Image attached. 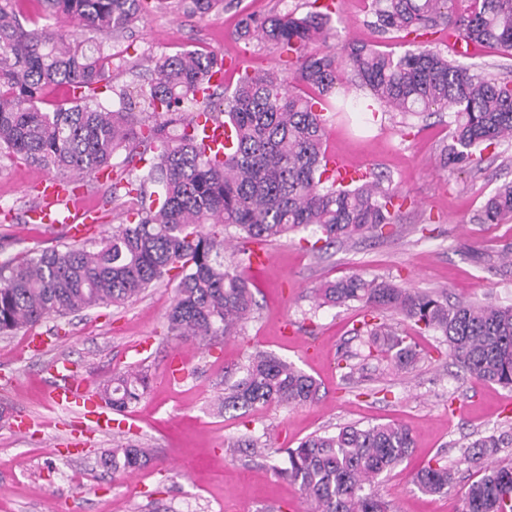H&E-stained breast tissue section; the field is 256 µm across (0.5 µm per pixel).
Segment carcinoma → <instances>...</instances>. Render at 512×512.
<instances>
[{
    "label": "carcinoma",
    "instance_id": "obj_1",
    "mask_svg": "<svg viewBox=\"0 0 512 512\" xmlns=\"http://www.w3.org/2000/svg\"><path fill=\"white\" fill-rule=\"evenodd\" d=\"M371 0L368 25L381 33L420 35L441 28L465 45L512 50V0ZM45 11L78 20L83 37L23 25L20 0H0V155L19 156L58 177L90 174L120 151L153 152L141 173L112 188L135 196L138 209L93 249L72 245L20 262L0 263V333L100 305H123L170 272L179 278L167 313L168 332L179 340L210 342L240 333L256 301L245 260L224 261L228 238L267 244L308 231L313 251L363 237L396 222L407 204L374 173L341 185L326 175L323 150L329 98L336 87L355 90L336 111L431 110L454 114L451 142L437 156L440 168L465 167L485 145L512 141V79L470 73L454 59L417 46L395 55L349 44L327 52L310 46L325 36L330 14L310 11L250 18L236 35L279 45L296 54L299 82L314 96L290 89L275 68L242 74L224 100H199L197 92L223 59L192 51L154 60L155 79L133 97L112 89V108L98 97L115 55L104 41L136 21L148 0H41ZM221 0H176L185 12L204 16ZM73 91L67 106H38L46 88ZM229 126L231 144L208 147L192 108ZM512 219V181L485 200L477 220ZM235 234H230V231ZM321 305L359 302L391 312L445 338L448 356L470 376L512 387V305L450 302L443 292H419L352 274L315 289ZM364 345L406 367L417 352L386 323L366 325ZM143 368L112 377L100 398L124 413L147 392ZM317 380L295 364L256 351L242 376L224 388V412L275 403L301 406L316 400ZM512 446V434L491 433L468 445L465 460L484 461V475L465 493L463 512H512V464L494 460ZM413 448L410 430L398 424L346 425L314 434L287 450L278 469L297 484L314 512H388L368 486L400 466ZM150 450L118 445L103 459L112 475L139 469ZM425 494L448 492L454 475L435 461L417 471Z\"/></svg>",
    "mask_w": 512,
    "mask_h": 512
}]
</instances>
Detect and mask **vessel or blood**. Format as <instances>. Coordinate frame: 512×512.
I'll return each instance as SVG.
<instances>
[{"label":"vessel or blood","mask_w":512,"mask_h":512,"mask_svg":"<svg viewBox=\"0 0 512 512\" xmlns=\"http://www.w3.org/2000/svg\"><path fill=\"white\" fill-rule=\"evenodd\" d=\"M325 163L329 174L345 184L362 178L364 174L360 166L345 163L332 154L326 155ZM74 190V182L70 179L50 177L43 180L37 203L26 212L28 223L62 226L68 237L77 242L97 233L100 226L94 213L85 208ZM52 378L50 395L55 404L67 408L83 407L86 420L102 433L108 434L115 429V420L83 378L64 372L60 367L55 368Z\"/></svg>","instance_id":"1"}]
</instances>
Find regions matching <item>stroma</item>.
Listing matches in <instances>:
<instances>
[{
	"mask_svg": "<svg viewBox=\"0 0 512 512\" xmlns=\"http://www.w3.org/2000/svg\"><path fill=\"white\" fill-rule=\"evenodd\" d=\"M370 0H341L327 45L348 40L403 53L409 38L381 34L368 25ZM308 10L307 0H224L199 17L150 0L125 32L106 40V51L123 61L114 87L136 92L152 77L150 58L182 51L237 59L240 70L224 74L213 99L221 101L240 71L270 67L293 75L295 57L273 45L246 43L236 36L251 17ZM452 115L426 113L399 123L383 116L369 123L364 114L329 116L324 149L361 162L407 195L396 223L383 237L358 238L314 253L292 238L269 243L271 260L251 267L256 301L254 319L240 335L205 346L184 343L167 332L166 312L176 285L164 278L132 302L103 305L34 327L0 335V408L29 415L27 434L0 418V512H310L298 486L275 474L283 449L313 434L338 427L396 422L414 439L410 457L382 474L375 490L391 512H463V496L483 475L478 463L462 462L466 447L482 435L512 431V388L470 377L448 355L444 339L421 332L384 314L407 334L419 353L402 370L389 361L367 359L357 331L372 314L361 303L318 306L314 290L322 282L348 277L382 278L415 291H445L450 301H490L512 305V270L478 266L473 253H490L512 244V223L480 224L475 216L484 200L512 181V143L491 146L461 170H441L435 160L449 142ZM43 169L20 158H0V263L60 249L62 229L29 224L25 212L37 201ZM85 203L99 207L104 234L122 223L137 203L112 194L111 182L87 176L79 181ZM31 336L47 337L43 351L27 350ZM313 353H306V346ZM262 350L294 362L320 384L317 400L299 407L269 405L221 412L225 383L241 375L249 353ZM185 353L180 378L168 363ZM365 358V375L344 379L343 355ZM70 363L99 390L112 375L138 365L151 379L144 397L125 419L139 442L151 448L147 466L113 478L102 457L116 436L84 431L76 411L53 407L48 399L53 364ZM244 434L274 448L261 458L231 447ZM455 471L448 493L431 496L413 484V473L435 460Z\"/></svg>",
	"mask_w": 512,
	"mask_h": 512,
	"instance_id": "35a3bbf8",
	"label": "stroma"
}]
</instances>
